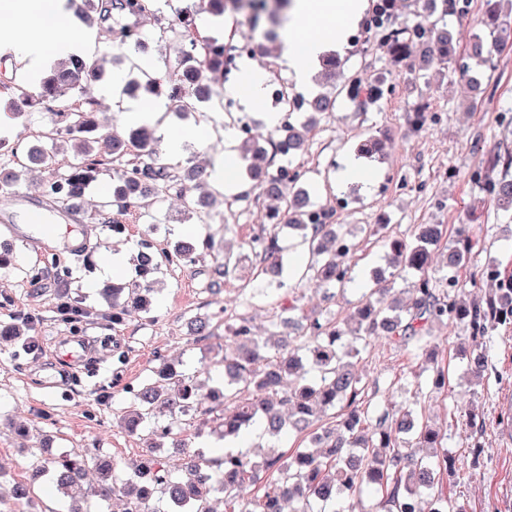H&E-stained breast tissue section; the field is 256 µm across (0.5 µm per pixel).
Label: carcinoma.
I'll list each match as a JSON object with an SVG mask.
<instances>
[{
  "label": "carcinoma",
  "instance_id": "carcinoma-1",
  "mask_svg": "<svg viewBox=\"0 0 512 512\" xmlns=\"http://www.w3.org/2000/svg\"><path fill=\"white\" fill-rule=\"evenodd\" d=\"M81 2L87 7L84 24L90 28L101 24L104 0ZM162 2L143 0L135 12L131 0H120V9L129 14L153 17L159 45L182 44L175 56L165 58L166 72L160 73L143 65L144 43L134 39L125 56L133 78L123 86V93L163 96L167 99L165 113L183 116L211 97L203 71L222 74L232 63L224 57V38L198 36L197 17L207 13L222 28L224 15L246 13L256 25L265 15L274 20L287 13L291 0H200L168 15ZM434 33L437 53L430 59L442 64L455 53L453 37L446 26ZM386 42L394 57L403 56L411 44L408 28L390 29ZM467 54L483 67L490 62L486 40L480 35L472 38ZM109 64L105 54L95 63L70 55L44 77L13 81L14 112L21 114L55 103L65 117V133L95 130L96 101L89 93L104 80ZM72 92L79 98L70 103L67 97ZM351 95V103L361 111L376 103L383 91L377 85L362 90L354 83ZM335 108V94L321 92L307 102L304 118L279 127L276 136L263 142L248 132L242 135L240 145V154L249 160L246 175L259 194L285 200L284 210L267 213V219L273 227L288 230L289 236L298 238L297 245L308 250L310 262L299 281L324 291L352 280L356 244L331 223L329 210L323 207L314 212L315 204L306 189L300 187L286 197L287 186L299 179L282 168L273 169V162L282 151L290 158L303 151L317 117ZM160 146L161 137L146 126L131 127L123 133L106 132L97 139L96 147L87 145L81 150L80 159L70 163L63 176L49 181L45 192L67 201L80 197L100 170L110 168L115 179L112 195L94 214L101 223H114V207L120 211L148 210L172 190L187 211H194L203 201L199 193L209 188L210 173L199 166L181 173L160 162ZM384 149V140L370 136L360 141L356 153L370 161L381 158ZM28 158L50 171L58 165L52 150L34 148L28 151ZM19 181L15 169L0 165V195L14 194ZM488 190L497 207L512 214V177L505 174L488 182ZM460 237L464 247L448 248L446 289L437 287V281L428 274L430 252L439 244L442 229L438 224H419L412 237L387 242L389 264L418 273L407 298L391 295V288L378 279L377 288L362 295L348 318L338 323L304 315L291 292L279 296L281 316L272 326L294 328L298 336L285 343L272 360L264 356L266 340L254 334L249 319L239 318L228 326L225 337L223 381L205 393L195 376L176 370L166 360L160 362L155 376L142 385L121 420L126 431L141 435L147 443L133 478H121L113 464L101 460L95 464L98 482L89 493L81 483L88 457L36 456L16 483L13 499L23 503L51 474L67 512H88L86 503L90 500L102 503L114 497L123 501V512H215L210 499L216 492L224 495V512H353L351 501L365 497L373 505L360 512H462L458 500L443 492V483L455 486L457 469L447 454L436 452L442 447L440 430L422 421L414 409L396 412L388 408L375 416L370 414L355 366V359L379 337L404 350L411 361L427 356L433 324L464 321L471 329L470 377L477 383L488 375L496 346L494 331L500 325L512 324V274L502 279L494 264L484 265L481 277L499 281V288L481 303L461 306L456 291L480 284L472 275L460 279V270L479 254L468 235L462 233ZM248 246L257 274L269 276L259 288L265 293L282 289L284 284L278 277L283 270L284 249L278 234L263 228ZM195 258L193 247L180 243L171 251L139 253L137 269L143 287L127 292L117 286L102 289V293L112 294V319L121 321L147 309L148 294L162 265L193 262ZM204 404L206 413H219L224 438L260 428L274 438L283 434L307 436L320 445V450L295 448L288 454L272 445L261 462L230 448L217 458L202 451H187L181 474L176 475L158 454L156 437L172 436L173 427ZM327 411L332 412L331 421L313 427L314 419ZM260 482L261 495L248 500L241 497L246 485Z\"/></svg>",
  "mask_w": 512,
  "mask_h": 512
}]
</instances>
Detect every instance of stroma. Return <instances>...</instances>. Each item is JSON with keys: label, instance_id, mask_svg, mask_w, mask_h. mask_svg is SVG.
Returning a JSON list of instances; mask_svg holds the SVG:
<instances>
[{"label": "stroma", "instance_id": "35a3bbf8", "mask_svg": "<svg viewBox=\"0 0 512 512\" xmlns=\"http://www.w3.org/2000/svg\"><path fill=\"white\" fill-rule=\"evenodd\" d=\"M492 9L512 26V0H455L448 27L457 50H464L475 33L484 31ZM236 29V40L251 38V59L266 71L268 81L287 78V71L275 62L279 29L266 20L252 24L243 15ZM421 55L414 45L406 57L394 59L374 35L356 30L340 57L337 87L376 84L391 89L392 96L364 112L339 98L335 111L320 120L305 151L292 159L304 171L302 185L312 203L331 209L333 223L343 225L357 245L356 277L333 298L300 286L306 314L344 319L371 288L374 271L389 268L384 236H410L418 224L444 227V243L433 251L431 271L443 269L446 245L455 241V230L463 224L480 242V262L494 260L512 270V217L497 210L472 179L477 170L501 177V168H490L489 162L496 154L512 151V52L493 53L495 68L485 71L476 91L455 65L426 68ZM22 67L12 55L0 60V163L20 170L19 190L29 194L31 203L50 202L65 216L66 227L82 234L83 249L71 250L61 240L53 245L37 240L26 231L17 210H0V244L7 245L14 258L12 266L0 270V324L30 320L39 341L31 354L20 341L0 342V496L5 498L24 476L30 449L45 445L56 455L110 457L123 477L132 476L145 443L120 425V416L131 403L129 387H140L163 358L178 370L207 380L209 373L222 369L224 325L229 319L244 316L254 329L265 331L277 313L271 299L243 285L252 271L251 253L244 243L268 226L267 214L276 200L260 196L245 179L240 192L214 195L194 216L187 215L173 197L146 211H113V219L124 227L117 235L110 225L89 220L112 184V175L106 172L86 190L81 212L70 216L66 202L43 192L42 183L53 173L31 164L27 150L37 146L56 151L57 171L63 173L76 160L83 138L55 134L54 119L46 112H14L4 85ZM234 79L231 73L212 77L213 94L202 111L169 119L174 131L185 126L212 131L208 141L187 147L177 163L179 169L212 167L224 152L225 130L238 124L254 122L255 135H269L260 114L244 112L238 102L221 110L224 84ZM422 105L432 118L421 130H410L409 117ZM371 134L389 139L383 159L373 166L372 187L350 197L348 207L337 208L340 190L332 180V165L347 159L356 144ZM393 179L402 181V188L384 192V184ZM418 183L429 185L430 196L415 191ZM178 224L185 226V235L175 234ZM184 239L201 246L195 264L163 267L149 294V312L113 323L112 306L102 298L97 278L104 258L123 254L125 270L115 283L136 288L141 284L135 271L141 245L157 250ZM207 239L212 242L208 249L202 246ZM49 250L58 253L61 268L69 270L66 284H59L52 272L44 274L39 284L31 283L33 265ZM228 250L240 254L241 270L216 277L213 268ZM63 300L78 307L79 315H61L58 305ZM204 319L209 322L205 334L190 335L191 321ZM433 334L431 362L409 363L402 350L382 339L362 353L357 368L368 404L374 411L390 402L424 409L446 435L444 447L458 469L453 493L465 512H512V427L496 423L501 411L512 410V327L496 333L492 363L498 379L481 386L465 371L469 328L461 323L437 325ZM75 337L87 350L80 363L63 358ZM437 363L449 368L448 393L430 400L424 396L425 386Z\"/></svg>", "mask_w": 512, "mask_h": 512}]
</instances>
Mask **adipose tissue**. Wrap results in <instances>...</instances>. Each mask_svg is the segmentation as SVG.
<instances>
[{
	"instance_id": "ef3b65f1",
	"label": "adipose tissue",
	"mask_w": 512,
	"mask_h": 512,
	"mask_svg": "<svg viewBox=\"0 0 512 512\" xmlns=\"http://www.w3.org/2000/svg\"><path fill=\"white\" fill-rule=\"evenodd\" d=\"M369 4L370 0H295L278 63L293 75L300 94L310 93L309 75L315 62L324 53L348 45ZM0 15L16 20L15 25L0 27V53L9 51L20 56L32 76H40L58 56L84 55L90 50L89 39L73 30L67 0H0ZM225 92L245 111H262L267 126L278 125L280 113L264 109L266 73L256 63L245 62L237 81L227 85ZM163 111V100L146 98L125 104L122 115L129 123L164 132L166 154L173 160L187 143L208 139V129L201 127L170 130L161 120Z\"/></svg>"
}]
</instances>
